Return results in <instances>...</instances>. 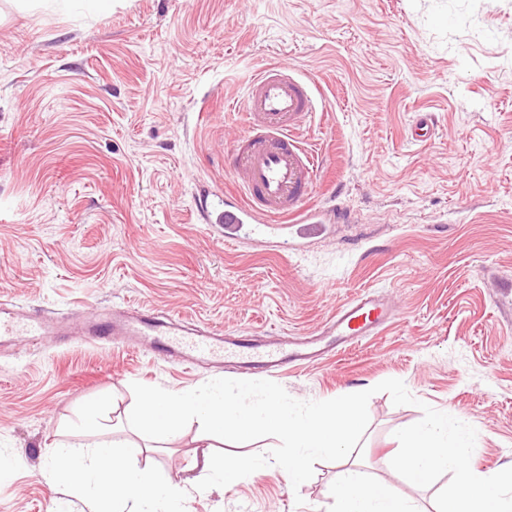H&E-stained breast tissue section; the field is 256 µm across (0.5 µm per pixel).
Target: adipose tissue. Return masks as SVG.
Wrapping results in <instances>:
<instances>
[{"mask_svg": "<svg viewBox=\"0 0 512 512\" xmlns=\"http://www.w3.org/2000/svg\"><path fill=\"white\" fill-rule=\"evenodd\" d=\"M50 456L52 481L79 489L88 512H112L117 505L122 512H169L180 495L178 486L160 483L110 442L90 451L58 446ZM336 497V512H414L406 499L367 482L354 468L341 472Z\"/></svg>", "mask_w": 512, "mask_h": 512, "instance_id": "obj_1", "label": "adipose tissue"}]
</instances>
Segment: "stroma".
<instances>
[{
  "mask_svg": "<svg viewBox=\"0 0 512 512\" xmlns=\"http://www.w3.org/2000/svg\"><path fill=\"white\" fill-rule=\"evenodd\" d=\"M288 65L322 105L303 136L322 150L318 228L258 224L234 246L196 207L233 188L247 79ZM431 113L430 137L407 134ZM397 320L323 362L270 379L322 401L402 380L416 402L373 393L349 460L436 512L391 466L421 404L463 414L472 466L512 465V0H112L95 14L19 12L0 0V299L56 314L161 308L219 331L307 333L358 293ZM238 370L189 368L85 338L0 346V512H56L77 493L49 478L48 448L106 439L182 490L180 512H336V463L293 487L275 465L197 490L204 455L236 444L199 421L162 440L128 423L132 383L173 393ZM105 403L110 427H79Z\"/></svg>",
  "mask_w": 512,
  "mask_h": 512,
  "instance_id": "35a3bbf8",
  "label": "stroma"
}]
</instances>
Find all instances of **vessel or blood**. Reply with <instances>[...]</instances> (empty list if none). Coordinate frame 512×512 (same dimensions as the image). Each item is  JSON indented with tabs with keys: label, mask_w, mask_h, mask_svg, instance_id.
<instances>
[{
	"label": "vessel or blood",
	"mask_w": 512,
	"mask_h": 512,
	"mask_svg": "<svg viewBox=\"0 0 512 512\" xmlns=\"http://www.w3.org/2000/svg\"><path fill=\"white\" fill-rule=\"evenodd\" d=\"M319 101L311 84L285 66H269L253 76L240 103L244 132L233 156L235 189L224 204L208 210L211 223L224 227L232 244L246 224H315L335 216L309 205L316 186L320 153L300 137ZM397 310L384 298L363 292L338 306L313 332L301 336H262L183 323L161 309L97 312L75 322H58L0 300V344L14 336H84L94 342L161 349L164 359L192 367L230 363L240 371L272 372L325 360L363 338L377 335Z\"/></svg>",
	"instance_id": "1"
}]
</instances>
